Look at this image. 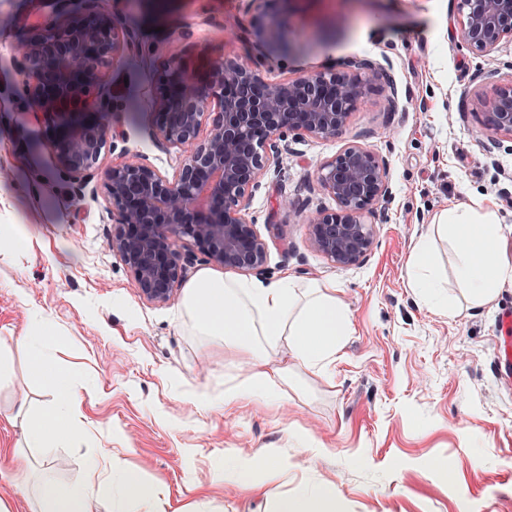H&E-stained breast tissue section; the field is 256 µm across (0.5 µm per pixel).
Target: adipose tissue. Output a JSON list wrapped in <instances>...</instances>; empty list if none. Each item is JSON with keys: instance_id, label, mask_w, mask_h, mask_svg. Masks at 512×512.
<instances>
[{"instance_id": "ef3b65f1", "label": "adipose tissue", "mask_w": 512, "mask_h": 512, "mask_svg": "<svg viewBox=\"0 0 512 512\" xmlns=\"http://www.w3.org/2000/svg\"><path fill=\"white\" fill-rule=\"evenodd\" d=\"M443 236L453 257L457 293H443L427 259L436 236ZM436 236H422L408 269L412 287L431 305L452 309L456 301L477 309L491 303L500 288L512 283V264L496 260L502 237L499 216L479 201L461 203L445 212ZM184 308L198 333L216 336L225 344L252 356L251 368L224 389L225 402L244 395L272 394L281 382L293 379L287 366H272L259 346L287 339L289 349L307 370H322L335 355L348 333L349 317L332 284L300 291L290 279L264 283L227 278L211 272L199 275L189 285ZM29 375L49 385L58 400L30 426L12 457L18 474L29 475L28 451L50 450L74 433L81 400L70 376L53 368L50 350L32 345ZM88 477L73 484L44 482L27 500V512H158L161 491L144 482L124 459L105 450L87 459ZM274 512H338L336 492L322 484L318 492L299 487L292 496L278 501Z\"/></svg>"}]
</instances>
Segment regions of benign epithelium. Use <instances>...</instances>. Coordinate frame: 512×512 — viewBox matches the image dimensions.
<instances>
[{"label": "benign epithelium", "mask_w": 512, "mask_h": 512, "mask_svg": "<svg viewBox=\"0 0 512 512\" xmlns=\"http://www.w3.org/2000/svg\"><path fill=\"white\" fill-rule=\"evenodd\" d=\"M57 16L18 46L16 76L28 90L32 111L54 121L77 100L105 110L109 72L139 43L101 0H83L93 14L87 22L68 18L71 0H59ZM258 5L255 35L262 43L284 41L282 23ZM461 38L476 55H488L512 38V0H459ZM375 73L317 71L272 84L259 70L221 59L202 87L177 60L156 74L154 137L183 150L174 179L151 165L127 160L112 165L104 189L116 211L117 228L108 241L145 300L173 298L184 270L195 261L176 241L189 239L209 262L241 271H259L267 244L247 218L248 201L274 162L278 143L288 136L335 139L372 88ZM483 133L512 140V78L474 93ZM217 112L205 137L200 128L211 106ZM48 144L58 173L81 192L100 164L109 137L102 124L63 129L54 123ZM317 185L336 202L333 211L305 216L309 243L336 267L363 261L375 243L376 205L391 198L386 163L370 149L351 144L323 163Z\"/></svg>", "instance_id": "benign-epithelium-1"}]
</instances>
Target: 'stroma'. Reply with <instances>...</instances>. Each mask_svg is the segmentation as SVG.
<instances>
[{
  "mask_svg": "<svg viewBox=\"0 0 512 512\" xmlns=\"http://www.w3.org/2000/svg\"><path fill=\"white\" fill-rule=\"evenodd\" d=\"M135 32L137 52L112 73L118 115L77 112L66 122H119L83 195H74L46 148L47 124L14 77V46L59 11L57 0H0V225L28 250L0 241V341L10 373L0 406L27 394L37 419L52 392L27 376L29 339L53 329L56 351L82 396L78 424L91 434L35 460L62 483L83 480L92 449L121 455L161 487L162 512H273L299 485L330 483L341 512H512V378L497 369L512 285L489 306L448 314L409 285L407 262L440 212L472 198L496 204L498 257L512 263V140L477 137L473 94L512 76V41L470 53L457 0H270L294 46L256 42L250 0H103ZM181 49L206 81L235 59L279 83L312 71L374 65L377 79L336 139H288L248 203L268 246L255 280L332 283L350 332L322 372L297 369L273 398L228 404L224 384L251 357L199 335L183 292L164 305L140 297L108 247L114 224L104 190L112 164L134 159L174 176L178 148L154 140V79ZM351 144L386 162L393 197L379 204L375 244L339 268L313 250L307 214L335 209L319 190L320 164ZM251 459L256 487L224 478ZM286 466L270 474L271 463Z\"/></svg>",
  "mask_w": 512,
  "mask_h": 512,
  "instance_id": "35a3bbf8",
  "label": "stroma"
}]
</instances>
